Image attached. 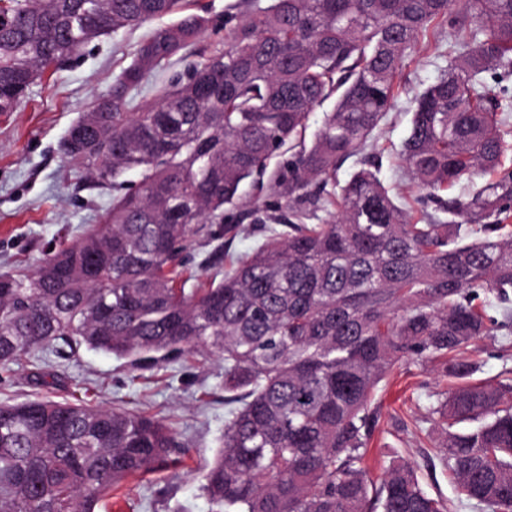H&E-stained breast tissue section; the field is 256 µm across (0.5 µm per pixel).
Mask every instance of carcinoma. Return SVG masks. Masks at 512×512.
<instances>
[{"instance_id": "1", "label": "carcinoma", "mask_w": 512, "mask_h": 512, "mask_svg": "<svg viewBox=\"0 0 512 512\" xmlns=\"http://www.w3.org/2000/svg\"><path fill=\"white\" fill-rule=\"evenodd\" d=\"M173 15L61 142L112 204L34 273L0 274V363L59 341L135 366L217 351L234 411L201 484L212 512H447L412 468L376 483L363 466L379 385L402 362L441 358L464 383L429 403L439 461L466 498L512 512V384L471 381L465 357L512 320V0H272L136 112L131 93L205 16L184 0H0V112L94 38ZM436 23L448 66L414 97L398 158L429 199L475 186L442 203L450 220L423 224L367 149ZM283 148L287 168L270 169ZM351 157L361 167L341 183ZM247 181L284 200L288 232L187 287L194 243L234 230L224 209ZM313 185L336 207L327 224L304 223ZM174 447L167 425L124 409L1 402L0 512H95Z\"/></svg>"}]
</instances>
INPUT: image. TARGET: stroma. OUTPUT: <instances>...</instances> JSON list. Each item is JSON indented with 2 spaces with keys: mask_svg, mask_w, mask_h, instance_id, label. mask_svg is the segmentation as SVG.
I'll list each match as a JSON object with an SVG mask.
<instances>
[{
  "mask_svg": "<svg viewBox=\"0 0 512 512\" xmlns=\"http://www.w3.org/2000/svg\"><path fill=\"white\" fill-rule=\"evenodd\" d=\"M269 2L188 0L189 11L207 17L206 30L194 45L148 76L136 103L152 100L158 87L186 78L194 64L223 47L246 15ZM146 33L142 27L94 39L79 56L31 85L17 111L0 112V272L35 271L52 247L80 236L111 205V192L82 189L80 175L65 162L60 143L81 112L129 65ZM443 66L426 48L415 49L405 59L399 95L373 150L381 180L392 192L416 198L417 214L433 218L441 215L438 204L420 201L397 156L409 133L415 94L433 83ZM243 195L240 207L224 213L225 223L237 225V232L215 242L199 241L191 266L218 248L228 259L246 255L270 230L280 229L282 207L276 196L251 185ZM467 356L478 365L474 381L512 383V333L481 337ZM458 384L439 360L407 362L392 372L375 396L377 422L366 464L374 480L389 463L410 466L430 493L446 501L448 512H480L449 480L435 455L444 436L430 419L428 397ZM41 398L147 412L170 425L187 451L179 474L161 467L129 476L104 497L96 512H211L199 485L230 411L224 402V360L219 353L135 367L84 347L73 351L53 344L0 365V402Z\"/></svg>",
  "mask_w": 512,
  "mask_h": 512,
  "instance_id": "obj_1",
  "label": "stroma"
}]
</instances>
